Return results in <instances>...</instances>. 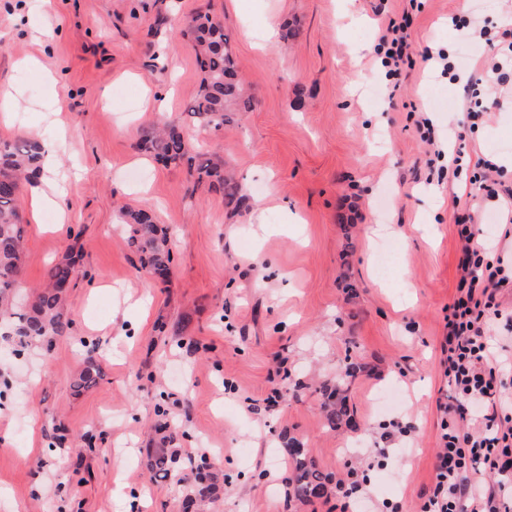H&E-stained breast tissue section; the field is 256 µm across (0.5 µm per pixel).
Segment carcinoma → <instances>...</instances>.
Wrapping results in <instances>:
<instances>
[{
	"label": "carcinoma",
	"mask_w": 512,
	"mask_h": 512,
	"mask_svg": "<svg viewBox=\"0 0 512 512\" xmlns=\"http://www.w3.org/2000/svg\"><path fill=\"white\" fill-rule=\"evenodd\" d=\"M181 34L194 43L196 64L202 73L200 90L188 108L193 122L214 130L232 125L237 113L250 109L251 100L238 78V62L229 49L230 37L224 25L209 13L199 12L188 20ZM142 148L165 164H186L197 183L224 196L226 208L237 211L242 207L244 198L238 183L207 153L196 150L178 128L164 126L144 139ZM39 157L40 145L33 138L0 141V314L8 315L15 323L17 335L37 340L49 349L56 337L69 334L72 328L64 303L71 288L73 257L67 254L49 266L45 286L34 291L24 306H13L25 235L20 214L21 181L32 184L39 178ZM120 216L121 223L129 228L127 243L137 253L140 266L166 279L172 263L166 233L144 210L125 208ZM100 376L99 368L91 363L79 373L73 388L77 392L88 389ZM323 406L328 422L337 425L346 415L340 387L325 390ZM285 453L292 467L290 496L305 502L322 494L329 475L321 472L298 445L289 446Z\"/></svg>",
	"instance_id": "carcinoma-1"
}]
</instances>
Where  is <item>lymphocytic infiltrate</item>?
I'll return each instance as SVG.
<instances>
[{"mask_svg":"<svg viewBox=\"0 0 512 512\" xmlns=\"http://www.w3.org/2000/svg\"><path fill=\"white\" fill-rule=\"evenodd\" d=\"M410 24L406 14L389 19L376 46L389 76L399 75L412 60ZM457 224L462 257L443 342L451 394L440 405L443 433L421 512H512V415L488 334L494 320L512 328V309L499 299L502 291L512 292V266L487 260L473 247L468 217ZM487 472L497 473L498 482L482 483Z\"/></svg>","mask_w":512,"mask_h":512,"instance_id":"1","label":"lymphocytic infiltrate"}]
</instances>
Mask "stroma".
<instances>
[{
  "label": "stroma",
  "mask_w": 512,
  "mask_h": 512,
  "mask_svg": "<svg viewBox=\"0 0 512 512\" xmlns=\"http://www.w3.org/2000/svg\"><path fill=\"white\" fill-rule=\"evenodd\" d=\"M458 5L357 0L356 23L343 0H53L46 13L0 0V87L22 102L7 137L58 144L59 209L33 217L37 188L23 190L20 279L34 291L50 264L81 256L70 335L46 350L0 330V512H337L331 487L288 496L292 441L331 479H364L353 512L385 501L421 512L449 393L456 214L512 263L494 202L450 169L462 130L467 157L512 183V78L475 128L463 91L492 54L472 27L512 20V0ZM408 10L413 65L393 94L374 48ZM201 11L230 34L251 97L216 133L185 111L201 74L179 31ZM268 24L277 36L259 45L253 32ZM429 48L449 51L457 81L424 61ZM422 116L444 151L435 169ZM161 120L235 175L240 211L140 149ZM123 206L167 230V279L141 268ZM90 358L101 377L74 394ZM349 367L347 414L332 427L322 394ZM392 420L411 435L382 443ZM160 446L181 456L164 483L147 467ZM203 453L202 497L186 459Z\"/></svg>",
  "instance_id": "obj_1"
}]
</instances>
